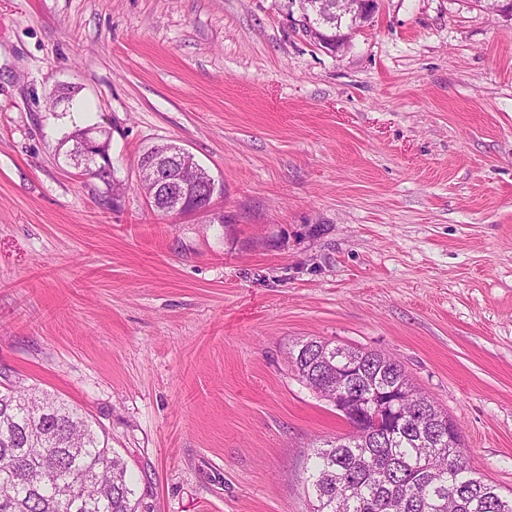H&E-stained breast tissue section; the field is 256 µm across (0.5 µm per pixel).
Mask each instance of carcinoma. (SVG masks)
<instances>
[{"mask_svg":"<svg viewBox=\"0 0 512 512\" xmlns=\"http://www.w3.org/2000/svg\"><path fill=\"white\" fill-rule=\"evenodd\" d=\"M344 19L322 23L318 44L336 48ZM290 365L317 394L347 376L350 392L404 386L427 408L440 409L417 389L399 361L377 351L301 340ZM314 512H512L500 494L469 466L461 437L425 428L377 434L366 429L345 442L337 436L314 450L306 478ZM127 466L109 439L66 402L12 385L0 390V512H137Z\"/></svg>","mask_w":512,"mask_h":512,"instance_id":"obj_1","label":"carcinoma"}]
</instances>
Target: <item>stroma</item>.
<instances>
[{"instance_id":"obj_1","label":"stroma","mask_w":512,"mask_h":512,"mask_svg":"<svg viewBox=\"0 0 512 512\" xmlns=\"http://www.w3.org/2000/svg\"><path fill=\"white\" fill-rule=\"evenodd\" d=\"M288 0H0V386L110 438L138 512H313L346 433L288 348L398 358L512 494V19L379 0L342 52ZM127 191L74 169L73 107ZM221 184L165 215L138 160ZM138 162V168L144 165L152 174V186L149 191L141 192L148 201L157 195L162 200L151 202L152 206L163 213L168 211L174 214L181 213H206L210 211L213 196L218 189L215 178L195 159V156L186 149L172 143L151 147L143 153ZM195 170V189L199 191V201L187 207V194L190 187L186 186L181 177L184 167ZM155 189V193L153 190Z\"/></svg>"}]
</instances>
